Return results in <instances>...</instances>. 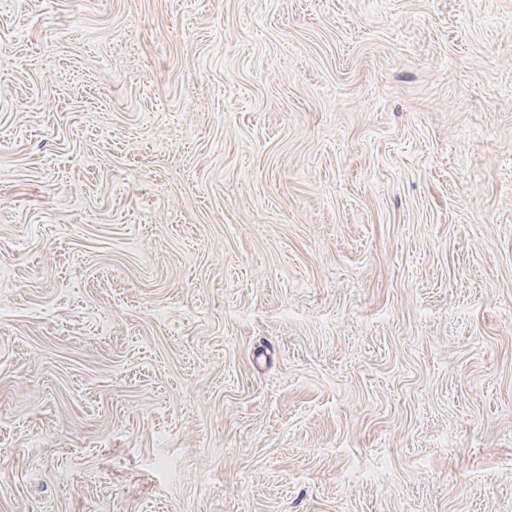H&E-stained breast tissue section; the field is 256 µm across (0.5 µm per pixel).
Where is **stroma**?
Returning a JSON list of instances; mask_svg holds the SVG:
<instances>
[{"label": "stroma", "mask_w": 512, "mask_h": 512, "mask_svg": "<svg viewBox=\"0 0 512 512\" xmlns=\"http://www.w3.org/2000/svg\"><path fill=\"white\" fill-rule=\"evenodd\" d=\"M0 512H512V0H0Z\"/></svg>", "instance_id": "35a3bbf8"}]
</instances>
